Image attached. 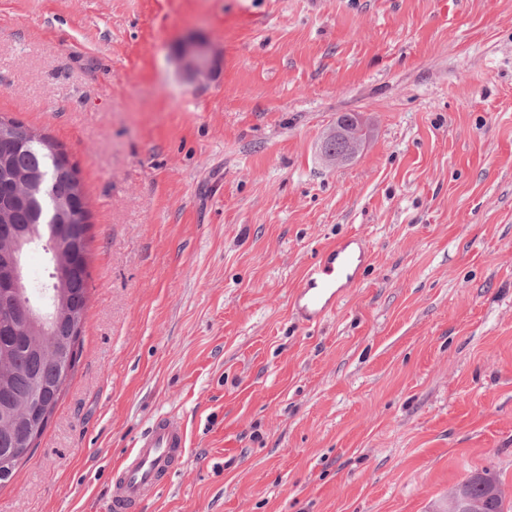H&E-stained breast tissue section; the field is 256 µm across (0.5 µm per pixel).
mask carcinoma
<instances>
[{
  "label": "carcinoma",
  "instance_id": "obj_1",
  "mask_svg": "<svg viewBox=\"0 0 512 512\" xmlns=\"http://www.w3.org/2000/svg\"><path fill=\"white\" fill-rule=\"evenodd\" d=\"M19 173L33 183L24 201L15 200L9 186ZM89 212L77 168L65 151L46 136L14 119L0 116V227L3 233L21 232L31 238L27 250L46 249L50 236L60 237L69 265L59 272L66 313L50 327L42 346L29 336L40 329L23 322L15 299L0 292V362L7 366L0 379V408L29 400L39 388L56 406L60 363L51 349L60 337L71 338L73 358H78L79 339L87 309L89 279ZM25 428L0 431V459L24 458L30 451ZM448 496L458 500L461 512H505V496L498 480L488 471L474 472L468 483L455 485Z\"/></svg>",
  "mask_w": 512,
  "mask_h": 512
}]
</instances>
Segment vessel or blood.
<instances>
[{"label":"vessel or blood","instance_id":"vessel-or-blood-1","mask_svg":"<svg viewBox=\"0 0 512 512\" xmlns=\"http://www.w3.org/2000/svg\"><path fill=\"white\" fill-rule=\"evenodd\" d=\"M367 263L368 246L358 235L321 252L309 263L300 287L293 294L296 319L305 326L323 321L335 311L347 289L360 283ZM187 447L186 430L179 419L164 416L154 421L113 479L114 512H128L147 490L156 487L173 470Z\"/></svg>","mask_w":512,"mask_h":512}]
</instances>
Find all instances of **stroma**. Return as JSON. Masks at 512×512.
I'll list each match as a JSON object with an SVG mask.
<instances>
[{
	"label": "stroma",
	"instance_id": "35a3bbf8",
	"mask_svg": "<svg viewBox=\"0 0 512 512\" xmlns=\"http://www.w3.org/2000/svg\"><path fill=\"white\" fill-rule=\"evenodd\" d=\"M0 114L76 164L91 274L0 512H110L166 414L188 452L137 512H436L483 469L512 506V0H0ZM348 235L362 282L300 325ZM180 56L185 71L193 79L199 80L209 76L211 59L208 53V44L190 43L183 48ZM334 142L336 143V150L332 147ZM357 147V141L354 139H347V141L338 144L335 130L321 144V154L325 159L338 163L344 161L346 157L353 155ZM368 252L365 239L353 235L321 252L309 263L292 298L295 317L302 325H317L336 310L347 288H354L361 282Z\"/></svg>",
	"mask_w": 512,
	"mask_h": 512
}]
</instances>
